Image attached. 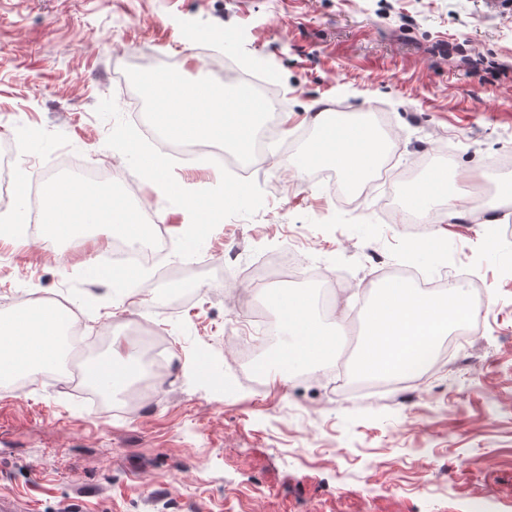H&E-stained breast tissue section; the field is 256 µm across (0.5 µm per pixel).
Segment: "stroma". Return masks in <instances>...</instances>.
Returning a JSON list of instances; mask_svg holds the SVG:
<instances>
[{"instance_id": "1", "label": "stroma", "mask_w": 512, "mask_h": 512, "mask_svg": "<svg viewBox=\"0 0 512 512\" xmlns=\"http://www.w3.org/2000/svg\"><path fill=\"white\" fill-rule=\"evenodd\" d=\"M182 69L219 81L211 60L254 62L275 75L279 144L244 196L226 201L203 241L177 189L200 196L236 182L197 156L169 163L174 191L143 186L173 248L167 281L120 289L89 277L110 242L46 254L0 236V313L34 292L83 315L76 360L104 356L128 323H150L175 368L157 397L129 416L106 415L68 364L0 382V495L36 512H512V201L497 223L469 211L421 216L418 244L401 213L383 214L387 187L353 198L292 167L320 137L311 118L383 116L378 134L400 166L437 154L453 182L512 178V4L505 0H0V142L23 138L20 172L63 181L75 158L141 178L154 144L132 128L133 77ZM295 244L334 280L323 318L363 327L379 269L474 275L494 289L479 330L452 359L410 385V397L371 392L338 360L288 367L256 389L231 363L227 327L251 306L275 321L266 290L224 292V262L249 265ZM186 299L160 307L167 283ZM206 358L207 372L197 369Z\"/></svg>"}]
</instances>
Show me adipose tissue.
Here are the masks:
<instances>
[{
	"instance_id": "ef3b65f1",
	"label": "adipose tissue",
	"mask_w": 512,
	"mask_h": 512,
	"mask_svg": "<svg viewBox=\"0 0 512 512\" xmlns=\"http://www.w3.org/2000/svg\"><path fill=\"white\" fill-rule=\"evenodd\" d=\"M151 91L163 109L157 118L162 128L182 139L231 142L248 151L254 128L262 112L242 94H232L208 80L184 81L170 75L153 80ZM385 148L384 140L368 126L323 122L322 135L308 151L306 165L327 160L343 170L351 182L365 174ZM86 185L67 182L49 186L46 193L49 236L79 242L88 226L103 224L112 237L136 239L139 227L129 210L112 200L96 201ZM280 317L290 340L276 352L274 360L286 365L314 366L338 352L345 337L343 322L325 329L309 298L302 293L273 292ZM468 293L453 286L442 295L392 282L380 288L370 306L365 326L366 343L359 358V373L369 379L397 376L402 364L433 347L458 319L469 317ZM64 316L47 318L35 307H23L0 316V380L7 381L51 367ZM139 364L135 353L121 340L112 351L89 366L94 383L112 390L125 389Z\"/></svg>"
}]
</instances>
